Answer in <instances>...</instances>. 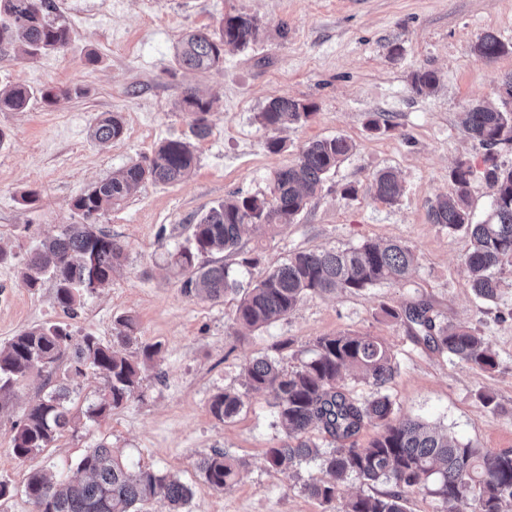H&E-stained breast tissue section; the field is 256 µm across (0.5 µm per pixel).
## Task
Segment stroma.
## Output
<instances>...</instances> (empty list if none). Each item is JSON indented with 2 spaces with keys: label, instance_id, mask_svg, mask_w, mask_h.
<instances>
[{
  "label": "stroma",
  "instance_id": "stroma-1",
  "mask_svg": "<svg viewBox=\"0 0 512 512\" xmlns=\"http://www.w3.org/2000/svg\"><path fill=\"white\" fill-rule=\"evenodd\" d=\"M56 2L72 29L64 52L21 59L0 51L1 88L82 89L53 106L36 97L24 111L0 112V249L9 255L0 264V347L46 323L109 343L118 318L130 315L137 333L125 353L140 355L147 344L161 351L143 373L141 396L100 420L84 415L100 378L89 373L77 379L69 404L74 425L26 459L13 453L12 426L43 397L45 378L34 373L19 382L12 405L0 411V481L13 489L0 499V512H33L24 492L28 474L77 478L80 459L100 444L130 468L148 467L191 486V512H342L348 495L385 492V485L353 479L326 504L303 489L319 476L317 463L291 472L269 467L268 450L285 438L271 393L250 394L241 412L223 422L209 410L217 392L242 390L247 361L266 355L292 370L316 338L340 331L376 337L394 353L398 372L387 392L398 416L448 430L488 453L512 449V266L499 274L496 302H477L464 270L468 237L448 233L428 215L436 197L453 192L449 173L460 161L475 172L469 188L475 220L491 212L483 151L465 131L463 114L478 102L502 104L497 88L512 73V53L485 61L473 47L488 33L512 46V0ZM239 13L259 21L248 48L226 52L216 72L176 65L183 34L215 28L224 16ZM420 71L437 75L433 92L413 90L412 77ZM190 88L214 101L211 133L200 141L193 138L190 114L178 107ZM275 97L314 107L306 121L284 131L285 146L277 153L267 149L271 133L256 120ZM107 113L120 116L124 134L101 144L91 130ZM334 136L349 139L353 153L294 223L244 235V249L259 263L240 280H258L298 250L366 241L405 242L418 265L399 283L306 297L290 315L236 335L234 295L216 301L187 295L174 255L190 224L210 208L235 193L267 192L274 173L306 144ZM168 139L195 141L196 168L179 183L145 182L101 218L100 228L124 250L110 287L83 294L73 317L57 305L52 281L24 287L19 274L29 251L78 222L74 200ZM384 169L402 182L397 202L380 201L370 191ZM348 185L356 196H342ZM26 190L37 192L34 204L22 203ZM418 302L445 322L476 328L496 350L497 368L450 361L416 343L405 325L383 312ZM482 392L494 396L495 407L483 406ZM215 449L242 464L236 483L221 493L208 488L197 467Z\"/></svg>",
  "mask_w": 512,
  "mask_h": 512
}]
</instances>
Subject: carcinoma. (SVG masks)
I'll list each match as a JSON object with an SVG mask.
<instances>
[{
	"label": "carcinoma",
	"instance_id": "obj_1",
	"mask_svg": "<svg viewBox=\"0 0 512 512\" xmlns=\"http://www.w3.org/2000/svg\"><path fill=\"white\" fill-rule=\"evenodd\" d=\"M258 23L247 14L228 15L213 31L197 29L178 41L175 60L179 67L199 72L218 71L224 54L247 47L256 40ZM71 42V29L59 14L55 0H0V48L10 47L22 58L57 53ZM512 49L494 34H485L474 46L475 55L493 60ZM437 76L431 71L413 75L418 93L431 90ZM78 93L70 86L34 90L24 85L0 88V112H20L38 95L48 105H56ZM181 109L192 116L195 138L211 133L210 101L193 90L186 91ZM313 106L287 97L270 99L258 123L270 131H282L308 119ZM465 128L484 153L483 178L493 190L490 220L475 223L469 206L473 169L460 161L450 172L455 191L431 202L432 223L450 232L463 230L470 239L464 265L469 287L484 301L496 299L499 281L495 271L512 263V168L497 162V149L512 145V113L475 104L465 113ZM120 117L101 118L92 137L99 142L121 139ZM354 146L336 136L315 140L303 147L296 160L277 171L269 193L233 195L211 208L190 225L188 245L175 255V263L185 272L183 288L201 300H218L226 294L239 296L235 321L252 330L289 315L309 295L357 292L383 281L406 279L418 263L415 250L392 241L380 245L364 242L343 250H299L261 279L243 285L221 259H207L216 251L238 254L242 233L249 229H271L294 221L310 197L320 192L327 176L347 159ZM193 144L166 140L143 161H134L112 177L93 184L74 202L82 222L69 224L60 233L45 237L30 253L21 272L27 288L54 282L55 301L63 311L75 312L81 293L108 287L112 274L121 266L123 248L95 227L99 219L138 192L147 180L173 184L188 178L196 167ZM370 191L379 200L392 203L401 194L397 175L378 172ZM204 261H199V258ZM391 319L407 326L412 338L429 350L449 359L491 371L498 365L492 345L466 324H448L436 319L425 303L399 310L384 307ZM136 321L131 316L119 320L115 339L120 344L133 340ZM310 357L292 371L279 361L255 358L243 366L245 391L226 390L215 394L210 412L220 420L236 417L251 391L269 390L274 408L286 430L287 439L267 452L272 468L320 461L321 478H312L305 491L324 503L340 493L344 482L355 477L367 485L389 484L380 495L351 497L345 512H407L410 496H430L451 512L448 504L471 500L474 512H505L512 506V450L484 453L469 442L430 428L427 424L400 419L385 392L398 367L391 350L373 336L341 331L317 338ZM68 358L66 374L80 377L91 369L104 379L96 400L86 410L88 418L108 416L139 392L141 365L119 354L114 345L91 335L77 336L66 325H39L21 331L0 348V411L14 399V383L36 369L47 373L52 390L29 406L14 425V454L26 458L49 446L71 428L74 416L64 406L70 396L69 384L52 383L59 362ZM355 372L358 380L371 388L370 397L353 394L345 383V372ZM379 429L369 444L360 448L356 437L367 426ZM316 431L333 444L324 450L310 437ZM240 462L215 450L199 463L205 482L216 492L231 486ZM82 477L57 481L42 473H31L24 491L40 512H144L157 496L164 497L170 512H185L194 497L191 486L151 468L130 469L101 444L78 463Z\"/></svg>",
	"mask_w": 512,
	"mask_h": 512
}]
</instances>
